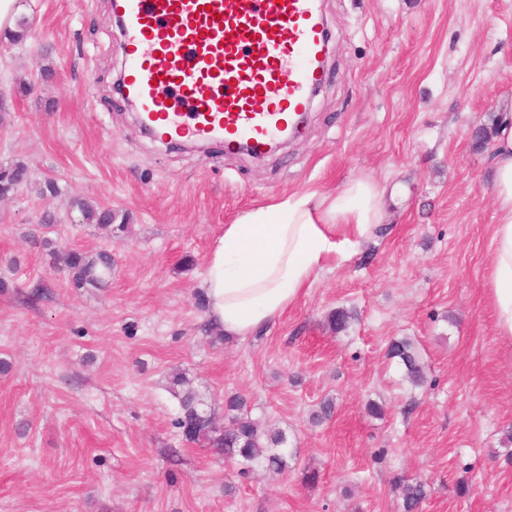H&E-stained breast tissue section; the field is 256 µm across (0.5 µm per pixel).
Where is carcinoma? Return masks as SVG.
<instances>
[{
  "label": "carcinoma",
  "instance_id": "cac0c4a2",
  "mask_svg": "<svg viewBox=\"0 0 512 512\" xmlns=\"http://www.w3.org/2000/svg\"><path fill=\"white\" fill-rule=\"evenodd\" d=\"M32 24L29 18L20 14L15 19V30L7 34L10 42L20 44L31 35ZM28 165L23 160H12L0 164V196L13 195L29 181ZM70 206L80 213L82 223L95 224L103 230L114 233L126 229V218L112 207L92 200L75 196ZM121 223H116V220ZM63 263L68 269L73 284L78 288H104L112 277V253L102 250L94 254L79 250L64 253ZM387 355L398 359L404 368V378L413 386L424 382L423 366L414 342L402 337L393 340ZM173 391L179 398L181 413L175 425L181 430L185 440L203 442L216 449L229 459H238L248 469L262 466L272 472H283L288 468V459L297 455V450L288 447L286 433L262 426L249 413L247 399L235 393L226 400V408L232 412L229 423L220 425L214 416L204 409L200 395L187 387V380L180 374L172 379ZM404 512H420L428 496L427 482L415 479L401 483Z\"/></svg>",
  "mask_w": 512,
  "mask_h": 512
}]
</instances>
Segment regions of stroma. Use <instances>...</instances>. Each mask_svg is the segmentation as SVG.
Here are the masks:
<instances>
[{
    "label": "stroma",
    "instance_id": "35a3bbf8",
    "mask_svg": "<svg viewBox=\"0 0 512 512\" xmlns=\"http://www.w3.org/2000/svg\"><path fill=\"white\" fill-rule=\"evenodd\" d=\"M22 11L32 38L0 35V162L23 159L31 179L0 202V512H402L399 477L429 483L422 512H512V343L486 287L491 149L469 136L512 105V0H322V89L308 124L259 161L141 132L113 87L126 50L112 0ZM42 66L52 79L22 90ZM357 176L390 196L348 258L246 339L202 331L225 225ZM75 196L129 215L128 232L70 223ZM38 234L110 251L109 287H75ZM35 288L48 298L30 300ZM339 308L354 318L335 331ZM402 336L422 386L386 356ZM176 370L216 419L246 394L297 448L285 472L245 476L183 439ZM326 399L332 417L312 423Z\"/></svg>",
    "mask_w": 512,
    "mask_h": 512
}]
</instances>
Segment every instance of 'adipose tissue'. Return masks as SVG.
<instances>
[{
  "label": "adipose tissue",
  "instance_id": "obj_1",
  "mask_svg": "<svg viewBox=\"0 0 512 512\" xmlns=\"http://www.w3.org/2000/svg\"><path fill=\"white\" fill-rule=\"evenodd\" d=\"M495 202L489 303L512 342V121L499 123L490 155ZM384 191L353 177L335 191L294 193L246 212L211 245L203 288L213 334L243 339L280 318L317 275L381 223Z\"/></svg>",
  "mask_w": 512,
  "mask_h": 512
}]
</instances>
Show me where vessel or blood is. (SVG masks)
<instances>
[{
	"label": "vessel or blood",
	"mask_w": 512,
	"mask_h": 512,
	"mask_svg": "<svg viewBox=\"0 0 512 512\" xmlns=\"http://www.w3.org/2000/svg\"><path fill=\"white\" fill-rule=\"evenodd\" d=\"M126 21L127 89L162 139L262 149L322 83L320 0H114Z\"/></svg>",
	"instance_id": "1"
}]
</instances>
